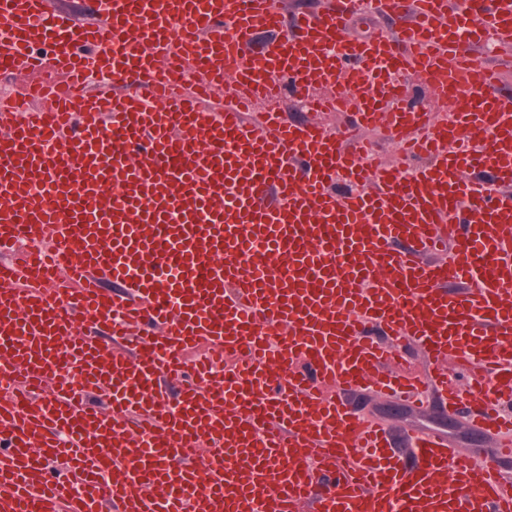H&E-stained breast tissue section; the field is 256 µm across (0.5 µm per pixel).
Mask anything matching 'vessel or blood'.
<instances>
[{
    "label": "vessel or blood",
    "instance_id": "vessel-or-blood-1",
    "mask_svg": "<svg viewBox=\"0 0 512 512\" xmlns=\"http://www.w3.org/2000/svg\"><path fill=\"white\" fill-rule=\"evenodd\" d=\"M361 8L0 0V74L38 75L0 98V512H512V93L475 54L512 0H375L403 26L358 39ZM363 390L497 446L370 422ZM90 0H49L50 13H68L80 20H95L89 15ZM407 102L416 108L431 111L436 108L431 88L419 75L413 76L408 82Z\"/></svg>",
    "mask_w": 512,
    "mask_h": 512
}]
</instances>
